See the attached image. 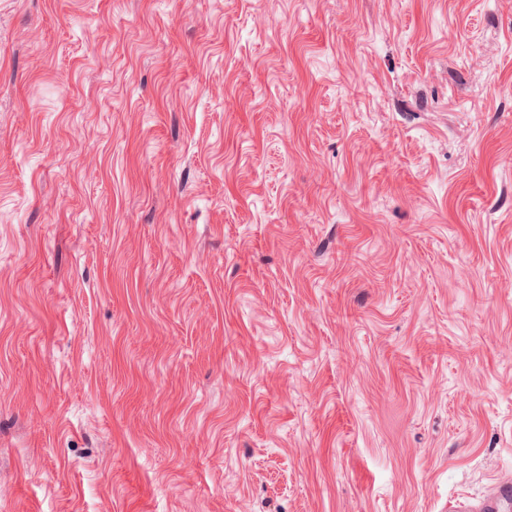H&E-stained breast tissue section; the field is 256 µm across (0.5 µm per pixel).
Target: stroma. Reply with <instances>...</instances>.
I'll return each mask as SVG.
<instances>
[{
  "mask_svg": "<svg viewBox=\"0 0 512 512\" xmlns=\"http://www.w3.org/2000/svg\"><path fill=\"white\" fill-rule=\"evenodd\" d=\"M506 482L512 0H0V512Z\"/></svg>",
  "mask_w": 512,
  "mask_h": 512,
  "instance_id": "1",
  "label": "stroma"
}]
</instances>
